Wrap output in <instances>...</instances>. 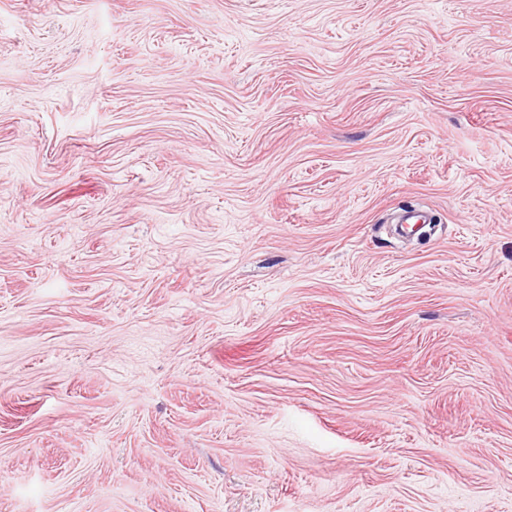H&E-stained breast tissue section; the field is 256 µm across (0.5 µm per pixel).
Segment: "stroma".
<instances>
[{
	"label": "stroma",
	"mask_w": 512,
	"mask_h": 512,
	"mask_svg": "<svg viewBox=\"0 0 512 512\" xmlns=\"http://www.w3.org/2000/svg\"><path fill=\"white\" fill-rule=\"evenodd\" d=\"M0 512H512V0H0Z\"/></svg>",
	"instance_id": "obj_1"
}]
</instances>
